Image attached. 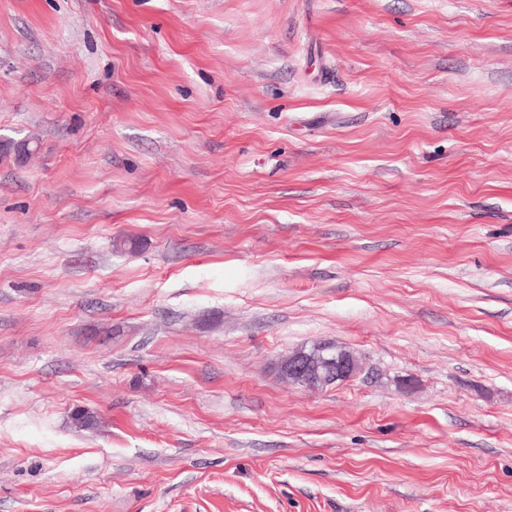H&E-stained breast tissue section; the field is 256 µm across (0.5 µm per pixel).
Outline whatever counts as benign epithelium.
<instances>
[{
    "instance_id": "1",
    "label": "benign epithelium",
    "mask_w": 512,
    "mask_h": 512,
    "mask_svg": "<svg viewBox=\"0 0 512 512\" xmlns=\"http://www.w3.org/2000/svg\"><path fill=\"white\" fill-rule=\"evenodd\" d=\"M362 370V363L352 351L330 342L322 343V351L316 355L296 350L280 364L282 376L290 382L306 381L323 372L337 384L356 377Z\"/></svg>"
}]
</instances>
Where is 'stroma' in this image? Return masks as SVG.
Returning <instances> with one entry per match:
<instances>
[{
	"label": "stroma",
	"mask_w": 512,
	"mask_h": 512,
	"mask_svg": "<svg viewBox=\"0 0 512 512\" xmlns=\"http://www.w3.org/2000/svg\"><path fill=\"white\" fill-rule=\"evenodd\" d=\"M1 140L0 512H512V0H0ZM321 345L323 348L319 354L299 349L282 359V376L293 383L318 377L323 370L327 379L337 384L350 380L362 372V363L349 349H343L330 342H322Z\"/></svg>",
	"instance_id": "35a3bbf8"
}]
</instances>
